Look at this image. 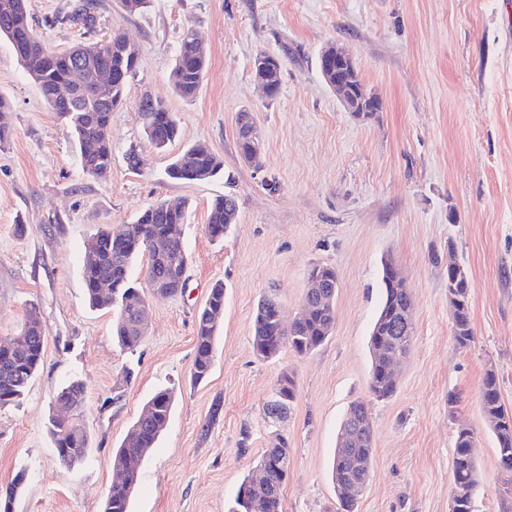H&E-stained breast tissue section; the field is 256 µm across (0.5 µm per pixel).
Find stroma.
I'll list each match as a JSON object with an SVG mask.
<instances>
[{
    "instance_id": "obj_1",
    "label": "stroma",
    "mask_w": 512,
    "mask_h": 512,
    "mask_svg": "<svg viewBox=\"0 0 512 512\" xmlns=\"http://www.w3.org/2000/svg\"><path fill=\"white\" fill-rule=\"evenodd\" d=\"M72 0H28L29 23L54 52L124 33L139 48L129 92L112 114V170L82 168L64 121L47 105L0 38V96L12 135L0 147V339L18 335L30 309L44 334L38 374L21 401L0 408V489L26 478L14 512H102L116 473L112 454L160 389L173 405L157 445L140 464L129 512H228L264 449L287 444L284 512H336L330 466L349 404L365 401L373 423V470L357 512H450L459 424L476 436L481 482L473 512H512L501 489L498 444L479 387L494 369L512 408V0H149L127 13L98 0L95 32L54 23ZM197 28L209 66L194 99L174 94L170 72L182 32ZM353 56L382 100L356 117L319 71L328 45ZM262 52L282 64L275 98L251 71ZM162 100L179 133L164 150L147 141L142 94ZM248 110L262 164L241 156L238 114ZM206 143L223 177L184 182L166 168ZM143 164L132 169L129 151ZM230 194L238 218L223 240L207 231L212 201ZM188 206L182 292L150 301V326L134 352L112 339L113 314L90 309L82 282L87 239L134 223L159 203ZM392 255L415 303L411 353L396 393L370 392L368 338ZM471 281L474 340L457 347L448 262ZM339 278L332 335L313 353L273 360L252 348L258 302L275 296L292 320L313 266ZM224 284L213 369L194 382L196 323L215 282ZM297 396L288 416L265 407L282 373ZM85 387L87 460L63 468L48 419L71 379Z\"/></svg>"
}]
</instances>
